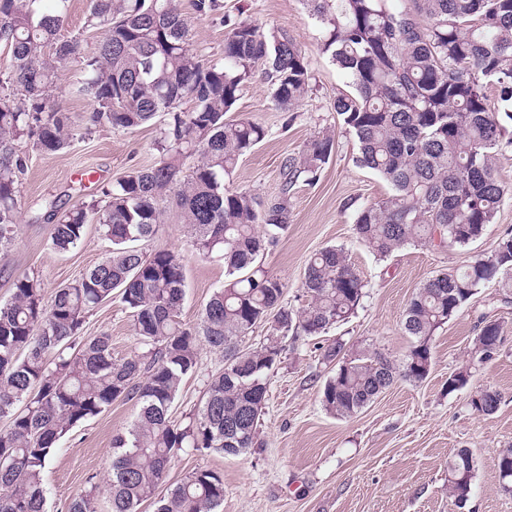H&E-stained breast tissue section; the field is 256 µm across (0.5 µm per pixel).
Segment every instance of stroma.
<instances>
[{"label": "stroma", "mask_w": 512, "mask_h": 512, "mask_svg": "<svg viewBox=\"0 0 512 512\" xmlns=\"http://www.w3.org/2000/svg\"><path fill=\"white\" fill-rule=\"evenodd\" d=\"M220 2V11L204 18L196 14L193 0H180L191 45L203 62H223L224 18L241 14L263 31L293 39L312 75L305 98L288 113L276 107L263 69H256L243 85L229 116L255 120L268 135L238 161L224 180L226 188L251 192L263 201L274 197L280 192L285 157L301 151L319 132L335 137V151L318 181L293 187L288 230L261 255L263 267L284 283L285 302L299 308L307 303L301 285L310 257L322 247L336 245L344 248L367 287L361 305L344 323L319 338L286 340L281 360L269 375L258 446L235 457L191 450L178 453L167 484L179 482L197 468L216 471L224 477L223 512H452L448 462L458 449L467 448L475 460V478L465 512H512V493L502 490L497 473L500 453L512 447V298H504L496 283H486L438 331L434 362L422 384L397 381L347 419L326 413L320 403L327 376L323 354L332 339L376 350L396 363L403 361L411 346L401 330L408 300L436 271L462 268L512 230V191L504 197L495 222L486 225L469 248L409 243L385 259L375 258L357 241L353 221L359 207L385 198L390 187L354 162L357 144L334 110L336 97L350 92V79L321 50L322 22L311 15L305 0ZM158 135L155 123L124 132L99 127L61 152L28 150L21 176L18 236L7 252L0 253V303L11 299L17 275L41 279L49 299L59 286L105 257L110 245L93 224L88 225L82 245L64 253L53 250L45 202L56 200L65 209L81 201H104L105 189L118 178L158 162L154 146ZM158 206L163 222L143 247L182 255L186 297L180 319L194 325L213 290L224 282V262L198 254L172 195H163ZM485 315L501 322L502 346L491 361L475 364L470 350ZM102 332L112 338L113 358L142 350L131 317L116 301L102 304L88 317L82 335ZM223 366L222 355L201 347L198 367L179 392L174 415L197 407L209 378ZM464 366L472 372L469 389L447 392L449 375ZM486 385L499 392L501 404L494 415L481 417L470 412L467 401L470 388ZM136 414L134 402L115 401L60 440L43 473L47 512H67L71 500L88 489L89 478L107 480L113 438L126 431Z\"/></svg>", "instance_id": "stroma-1"}]
</instances>
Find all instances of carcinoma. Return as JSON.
Returning a JSON list of instances; mask_svg holds the SVG:
<instances>
[{"label": "carcinoma", "mask_w": 512, "mask_h": 512, "mask_svg": "<svg viewBox=\"0 0 512 512\" xmlns=\"http://www.w3.org/2000/svg\"><path fill=\"white\" fill-rule=\"evenodd\" d=\"M325 26L322 50L349 77L353 92L334 110L358 143L354 162L390 184L386 198L360 208L356 237L384 259L411 242L466 248L492 223L508 191L496 167L512 149V0H308ZM71 0H0V43L13 61L0 80V251L17 237L21 179L27 155L22 138L42 153L71 147L98 127L132 130L165 116L155 142L158 164L134 169L105 194L104 205L68 210L49 203L55 223L51 246L67 252L82 244L89 223L112 244L106 257L44 301L42 281L14 278L11 299L0 303V512H46L43 472L59 440L105 412L118 399L135 401L139 414L115 436L105 491L112 512H221L224 478L195 469L159 497L178 452L218 451L237 456L257 443L268 395V375L289 337H317L355 313L366 283L343 248L327 246L309 260L302 281L308 302H284V284L259 261L288 229V196L296 183L312 184L335 149L332 135L310 139L282 162L279 196L262 203L248 191L224 187L239 159L267 136L250 119L227 121L241 87L266 66L274 100L289 111L307 94L311 73L297 44L266 35L255 23L224 17V63L207 65L194 54L176 0H90L89 26L102 39L88 53L76 37H61ZM76 67V93L93 102L78 125L51 101L57 71ZM499 91L490 102L487 89ZM192 110H178L182 101ZM198 154L192 174L179 160ZM173 193L199 253L224 259V284L206 302L199 323L179 319L185 298L183 258L174 250L147 253L141 242L162 224L158 198ZM497 281L512 293V233L478 253L462 270H440L408 301L402 331L413 338L395 364L378 352L344 353L338 339L324 358L338 361L321 391L323 408L350 418L394 383L425 381L433 340L478 290ZM117 295L133 318L144 351L112 357L111 336L80 338L86 319ZM268 324L256 346L239 341ZM502 325L479 322L472 357L492 360ZM222 354L224 369L208 381L200 405L181 420L172 405L197 368L200 344ZM471 372L448 376V392L466 388ZM470 410L495 414L500 394L473 390ZM503 491L512 492V448L497 462ZM474 459L460 448L448 461V498L458 507L473 487ZM92 483L68 512H97Z\"/></svg>", "instance_id": "cac0c4a2"}]
</instances>
